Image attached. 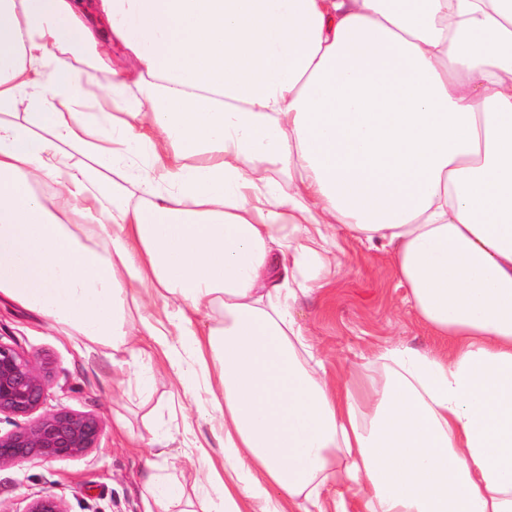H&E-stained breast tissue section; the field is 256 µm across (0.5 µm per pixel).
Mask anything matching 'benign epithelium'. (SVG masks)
<instances>
[{
  "mask_svg": "<svg viewBox=\"0 0 512 512\" xmlns=\"http://www.w3.org/2000/svg\"><path fill=\"white\" fill-rule=\"evenodd\" d=\"M47 396L48 367L37 368L24 352L0 341V417L14 425L0 433V466L77 458L97 447L98 419L64 408L42 413ZM23 512L68 510L60 498L35 495Z\"/></svg>",
  "mask_w": 512,
  "mask_h": 512,
  "instance_id": "obj_1",
  "label": "benign epithelium"
}]
</instances>
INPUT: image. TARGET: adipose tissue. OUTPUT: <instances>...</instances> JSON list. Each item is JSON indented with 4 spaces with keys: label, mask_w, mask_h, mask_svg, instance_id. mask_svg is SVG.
<instances>
[{
    "label": "adipose tissue",
    "mask_w": 512,
    "mask_h": 512,
    "mask_svg": "<svg viewBox=\"0 0 512 512\" xmlns=\"http://www.w3.org/2000/svg\"><path fill=\"white\" fill-rule=\"evenodd\" d=\"M97 15L130 70L76 0H0V298L190 397L221 457L189 496L150 440L144 512H512V0ZM340 230L441 348L327 379L296 309Z\"/></svg>",
    "instance_id": "1"
}]
</instances>
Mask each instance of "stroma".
<instances>
[{
    "mask_svg": "<svg viewBox=\"0 0 512 512\" xmlns=\"http://www.w3.org/2000/svg\"><path fill=\"white\" fill-rule=\"evenodd\" d=\"M339 272L319 294L302 299L298 321L320 347L330 376L352 372L360 356L387 339L418 348L434 339L403 301L404 289L386 270V259L355 239L337 236ZM0 341L34 362L50 361L46 409L94 415L102 427L97 448L43 465L0 467V512H23L28 497L52 494L68 512H143L142 474L150 456L149 439L172 436L171 448L193 453L182 434V415L171 411L170 377L157 365L147 389L124 391L111 357L78 352L36 314L0 299ZM125 427L116 430L115 418Z\"/></svg>",
    "mask_w": 512,
    "mask_h": 512,
    "instance_id": "1",
    "label": "stroma"
}]
</instances>
